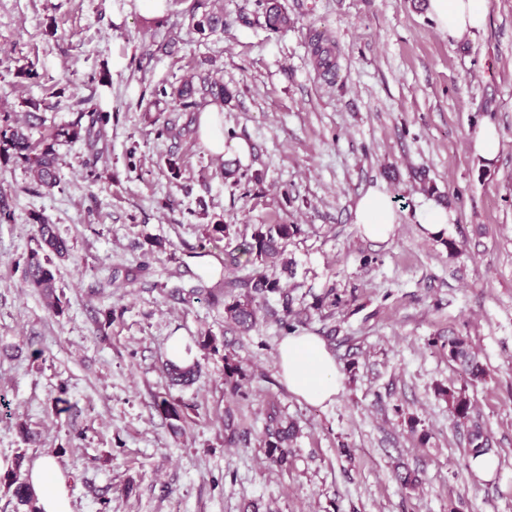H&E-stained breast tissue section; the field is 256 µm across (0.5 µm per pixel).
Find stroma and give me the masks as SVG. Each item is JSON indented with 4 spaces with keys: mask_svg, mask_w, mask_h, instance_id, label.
<instances>
[{
    "mask_svg": "<svg viewBox=\"0 0 512 512\" xmlns=\"http://www.w3.org/2000/svg\"><path fill=\"white\" fill-rule=\"evenodd\" d=\"M281 2L297 20L288 32L240 24L255 0H221L223 30L201 35L189 33V11L211 0H170L159 18L144 16L140 0H0V113L20 119L41 101L61 123L89 99L112 115L97 183L85 178L80 145L58 147L53 191L22 165H0V188L15 194L14 219L0 224V512L16 508L4 475L21 451L55 458L72 512H241L247 499L262 512H512V0H487L486 29L457 39L439 31L425 0ZM313 22L336 39L332 88L310 63ZM207 73L232 93L225 136L252 148L230 175L196 133L156 135L159 122L197 119L157 90ZM485 121L500 135L490 166L469 139ZM372 189L395 211L384 240L356 219ZM435 195L451 216L442 240L415 216ZM34 213L71 247L56 264L60 316L22 280ZM216 223L240 236L300 225L286 247L291 272L273 275L290 290L299 333L323 338L336 360L342 384L331 401L311 405L288 390L275 316L241 336L223 304L193 294L194 254ZM150 237L166 251L146 256ZM113 306L119 315L97 334ZM207 331L243 361L247 399L225 391L218 354L197 352L203 375L189 388L161 372L171 337ZM454 334L479 352L485 381L468 384L449 360L443 344ZM448 385L466 388L491 437L490 480L473 474L466 428L437 394ZM62 387L72 408L59 416ZM165 393L187 406L184 436L153 407ZM271 403L302 429L287 472L259 449ZM228 409L247 444L225 446ZM19 420L37 442L24 443ZM414 420L427 444L411 433ZM399 461L420 471L418 489L393 480Z\"/></svg>",
    "mask_w": 512,
    "mask_h": 512,
    "instance_id": "1",
    "label": "stroma"
}]
</instances>
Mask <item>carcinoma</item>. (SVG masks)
<instances>
[{
    "mask_svg": "<svg viewBox=\"0 0 512 512\" xmlns=\"http://www.w3.org/2000/svg\"><path fill=\"white\" fill-rule=\"evenodd\" d=\"M257 8L261 11L267 30L277 34L288 30L294 25V19L288 14L278 0H256ZM224 27V13L214 9L205 10L200 14L190 15L189 31L204 33ZM308 48L313 69L317 76L329 83L336 82L339 76L337 65L336 40L325 29L314 26L309 28ZM157 95L169 98L178 103L185 111L198 107L199 101L224 102L229 98V92L224 83L210 76L200 79L199 85L185 81L176 86L171 84L162 87ZM40 104L30 103L27 112L28 120L20 122L10 115L0 117V161L25 165L32 180L41 187L52 190L60 187L57 150L61 144H85L89 150L100 154L98 144L105 139L106 128L112 120V113L100 110L94 104L83 112H76L71 120L51 126L47 133L35 140L32 129L43 121L39 115ZM31 221L37 227L35 247L30 249L24 259L22 277L29 288L39 294L48 311L61 315L65 311L67 301L64 294L57 291L55 260L66 259L71 255V249L66 239L56 231L55 225L42 214L31 215ZM301 231L298 224H261L252 232L250 239H244L232 244L231 227L227 224H209L205 228L204 239L199 244L201 252L197 256L208 254L207 246L224 243V268H235L241 265L252 267L249 279L242 283L248 289L244 299H235L224 304L226 320L236 329L246 333L256 328L262 303L268 296L276 295L281 302L283 317L279 319L280 328L287 334L296 331L297 325L292 318L293 300L280 281L267 274V268L278 264L288 267V261L283 259L284 248L288 240ZM197 346L214 354L219 349L227 347V343L210 333L201 335L196 340ZM448 359L459 364L463 372L472 381H481L487 375V367L473 350L465 336L448 337ZM161 367L176 386L193 384L202 372L198 359H193L188 366L181 367L169 359L162 360ZM244 376L240 361L230 352L224 354V384L226 391L239 398H246L241 390L239 378ZM439 395L448 401V406L454 416L467 425V442L471 455L489 451L488 437L482 427L471 422L472 402L465 390L454 387L439 389ZM157 412L172 420L171 428L175 432L183 429L186 422L185 409L187 406L169 395H156L153 401ZM298 435V428L292 421L286 419L280 409L271 405L266 408V422L259 438V447L263 450L268 462L281 468H288L294 457L292 443ZM245 440V432L235 423V417L230 411L224 412V444L235 446ZM27 461L26 454L21 452L14 457L13 468L7 473L5 480L13 488V494L18 504L26 508V512H39L31 488L22 477V469ZM393 477L405 490H413L419 483L416 471L405 464L398 463L393 469Z\"/></svg>",
    "mask_w": 512,
    "mask_h": 512,
    "instance_id": "carcinoma-1",
    "label": "carcinoma"
}]
</instances>
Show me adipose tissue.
Instances as JSON below:
<instances>
[{
	"label": "adipose tissue",
	"instance_id": "1",
	"mask_svg": "<svg viewBox=\"0 0 512 512\" xmlns=\"http://www.w3.org/2000/svg\"><path fill=\"white\" fill-rule=\"evenodd\" d=\"M428 10L441 31L456 39L483 30L487 25V0H428ZM202 144L224 160L247 161L250 145L243 139L224 135V107L210 104L198 116ZM357 221L366 235L375 240L387 238L394 229L395 211L387 194L371 191L357 205ZM282 377L290 392L308 403L332 399L341 387L336 361L319 337L292 334L278 346ZM27 482L42 512H70L67 481L51 458L36 461L27 473Z\"/></svg>",
	"mask_w": 512,
	"mask_h": 512
}]
</instances>
